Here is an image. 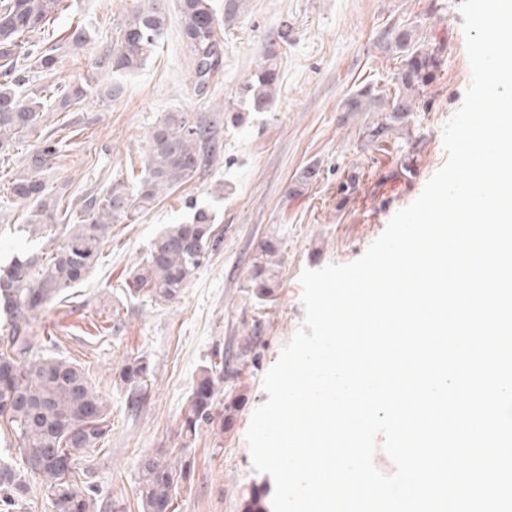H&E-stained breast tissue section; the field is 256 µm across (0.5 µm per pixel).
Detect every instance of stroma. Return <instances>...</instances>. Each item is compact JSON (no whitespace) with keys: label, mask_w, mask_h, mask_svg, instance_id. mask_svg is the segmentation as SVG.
Instances as JSON below:
<instances>
[{"label":"stroma","mask_w":512,"mask_h":512,"mask_svg":"<svg viewBox=\"0 0 512 512\" xmlns=\"http://www.w3.org/2000/svg\"><path fill=\"white\" fill-rule=\"evenodd\" d=\"M461 0H246L224 34V70L212 95L196 97L189 84V53L181 38L178 0H161L167 29L146 66L127 79L121 98L105 96L110 74L94 61L112 42L113 28L140 0H65L50 25L58 50L54 73L31 67L29 87L75 83L88 78L91 91L79 105L45 97L42 127L61 157L44 172L49 190L72 204L103 191L112 179L134 181L148 149V135L168 112L207 115L220 106L239 107L241 92L265 61L266 47L279 45V83L272 106L249 113L243 124L222 128L216 155L205 171L169 191L135 220L113 225L112 237L95 268L69 297L47 306L34 320L33 351L44 354L43 337H58L56 353L85 363L107 398L112 433L94 455L92 481L103 497L139 512V462L145 453L169 448L181 411L204 361L223 352L235 357L253 324L257 365H243L228 386L244 398L225 432L202 430L186 457L193 474L180 489L175 512H243L256 484L272 485L255 472L246 440L254 409L267 399L261 380L304 318L299 275L330 263L358 259L382 233L391 216L408 206L444 164L442 127L463 102L471 81L458 10ZM413 25L428 43L443 46L442 64L408 129L407 155L384 154L367 143L366 126L376 112H344L343 99L372 83L387 85L398 69L395 53L380 50L393 27ZM84 28L87 43L71 45L70 32ZM408 165L410 176L399 175ZM319 175L302 191L295 180L304 167ZM359 184L342 198L339 184L350 173ZM216 214L221 242L206 258L181 298L152 302L127 295V272L139 264L154 236L179 223L190 206ZM32 203L0 190V263L41 254L61 242V225H45L30 237L20 232ZM279 241L280 285L274 302L254 304L245 287L262 240ZM147 355L154 367L146 396L130 409L125 388L112 374L129 356Z\"/></svg>","instance_id":"35a3bbf8"}]
</instances>
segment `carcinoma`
Returning <instances> with one entry per match:
<instances>
[{
	"instance_id": "carcinoma-1",
	"label": "carcinoma",
	"mask_w": 512,
	"mask_h": 512,
	"mask_svg": "<svg viewBox=\"0 0 512 512\" xmlns=\"http://www.w3.org/2000/svg\"><path fill=\"white\" fill-rule=\"evenodd\" d=\"M63 0H0V147L21 132L35 133L43 120L45 103L33 91L20 96L24 84L21 61L32 59L41 70H55V49L44 48L26 38L54 22ZM245 0H224L219 16L212 0H180L182 38L190 57L194 95L206 99L212 82L224 69L222 28L233 21ZM167 18L156 0L131 12L115 29V43L105 49L97 66L112 74L105 95L121 97L125 80L140 71L155 52L164 34ZM386 43L402 55V66L392 77L393 92L367 84L346 97L340 111L369 112L380 106L384 117L364 130L377 150L393 147L404 151L409 142L393 138L399 126H408L416 102L424 98L441 65L443 47L420 42L417 29L397 26L387 33ZM276 43L267 46L266 61L246 86L245 101L255 112L273 103L278 71ZM90 85L62 86L63 105L79 104ZM240 113L212 112L194 117L187 112H167L149 134V149L141 162V175L134 184L119 178L105 194L83 199L81 219L73 208L47 191L42 173L59 159L56 144L34 152L29 171L14 175L10 195L33 204L24 225L34 235L51 221L63 225L62 243L47 256H18L0 266V314L9 333L0 336V418L16 438V461L0 458V507L4 512H23L30 502L33 484L48 492L53 512H123L117 500H103L89 481L92 454L112 432L111 410L92 384L79 361L62 355L32 353V320L48 304L75 287L100 259L112 238V225L129 218L130 210H148L154 200L200 174L214 158L223 123L239 124ZM216 215L203 207H191L186 220L167 225L150 243L147 256L126 278L127 292L171 302L181 297L200 268L206 252L216 246ZM278 241L261 242L247 281L251 296L260 305L273 300L279 284ZM153 373L144 355L134 356L118 368L115 382L128 388L131 408L140 405L145 382ZM224 395V353L212 355L201 367L182 411L176 446L186 450L202 429L224 431L231 424L242 396L225 395L224 413L213 412ZM86 416L94 426L79 430ZM170 450L159 449L140 460L138 492L141 512H161L174 504L180 486L187 482L192 465L185 456L168 459ZM265 486L254 487L244 503V512H268Z\"/></svg>"
}]
</instances>
